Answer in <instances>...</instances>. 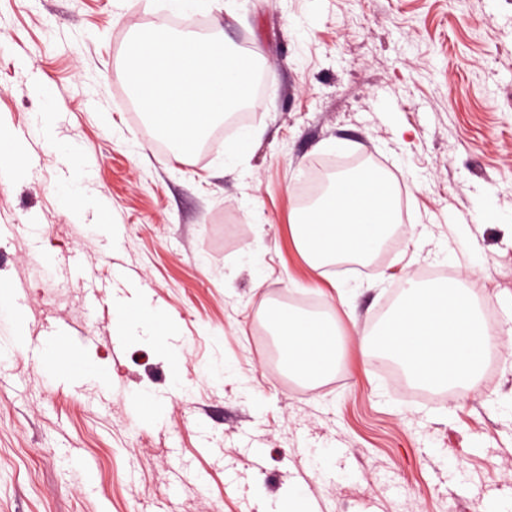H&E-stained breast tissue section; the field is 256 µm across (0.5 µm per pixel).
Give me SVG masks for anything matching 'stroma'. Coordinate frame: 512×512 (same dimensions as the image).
<instances>
[{
	"mask_svg": "<svg viewBox=\"0 0 512 512\" xmlns=\"http://www.w3.org/2000/svg\"><path fill=\"white\" fill-rule=\"evenodd\" d=\"M169 0H0V129L34 164L0 179V279L24 289L0 335L65 324L106 380L0 361V512H512V350L476 390L411 405L360 339L405 276L452 269L512 333V0H198L267 77L240 134L180 159L152 146L118 69ZM64 93L50 103L48 91ZM372 157L405 197L373 270H312L294 187L318 162ZM53 278H46V271ZM104 298L91 304L92 285ZM311 294L342 334L338 387L267 365L253 326ZM170 319L159 352L114 343L113 300ZM149 393L158 420L133 421Z\"/></svg>",
	"mask_w": 512,
	"mask_h": 512,
	"instance_id": "obj_1",
	"label": "stroma"
}]
</instances>
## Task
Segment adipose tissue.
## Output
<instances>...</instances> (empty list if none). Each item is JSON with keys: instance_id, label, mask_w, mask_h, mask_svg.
Returning a JSON list of instances; mask_svg holds the SVG:
<instances>
[{"instance_id": "ef3b65f1", "label": "adipose tissue", "mask_w": 512, "mask_h": 512, "mask_svg": "<svg viewBox=\"0 0 512 512\" xmlns=\"http://www.w3.org/2000/svg\"><path fill=\"white\" fill-rule=\"evenodd\" d=\"M364 175L340 179L311 210H297L290 229L294 244L311 269L327 262L366 258L381 250L395 229L386 187L365 194ZM400 303L387 316L379 347L404 369L415 385L430 390H472L481 370L479 351L490 335L471 298L444 285L406 278ZM278 345L288 350V373L306 383L331 375L338 362L334 349H323L319 335L327 321L278 307L268 313Z\"/></svg>"}]
</instances>
